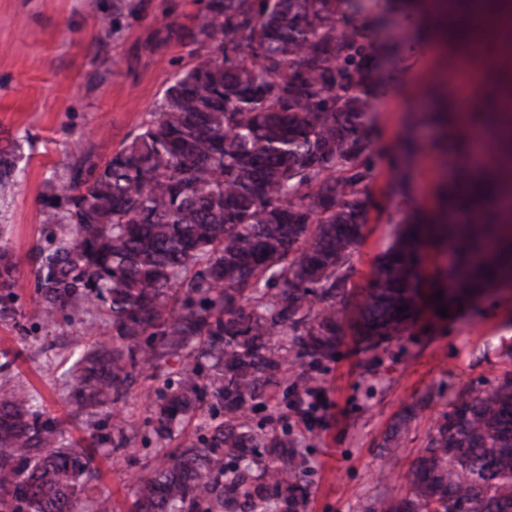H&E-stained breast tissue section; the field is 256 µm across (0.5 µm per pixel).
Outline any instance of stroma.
<instances>
[{"instance_id":"stroma-1","label":"stroma","mask_w":512,"mask_h":512,"mask_svg":"<svg viewBox=\"0 0 512 512\" xmlns=\"http://www.w3.org/2000/svg\"><path fill=\"white\" fill-rule=\"evenodd\" d=\"M410 0H350L347 11L362 25L385 67L371 65L373 92L368 128L379 158L375 190L386 187L391 163L407 174L402 194L371 213L352 255L349 304L357 306L374 259L399 225L442 208L443 186L423 156L438 147L443 125L420 126L426 100L453 102L462 93L482 99L480 88L454 80L451 55L437 35L409 11ZM112 26V0H0V147L15 150L12 182L0 188V227L13 249L21 282L19 303L33 305L29 254L43 245L40 201L85 153L104 163L127 136L148 120L177 74L207 53L188 37L201 16L200 0H125ZM179 29L163 42L165 25ZM91 325L95 340L112 338L111 321L98 314L66 324L27 319L0 322V350L16 354L11 378L23 384L40 409L63 416L70 406L65 374L78 356V336ZM512 371V290L491 291L448 315L424 306L401 336L363 350L345 333L332 359L310 372L319 392L305 416L285 388L268 407L274 427L287 431L305 461L304 512H367L384 483L400 485L406 460L382 452L389 427L404 412L413 418L403 436L408 457L426 447L439 419ZM163 445L140 434L125 450H98L100 491L123 512L143 465L162 457Z\"/></svg>"}]
</instances>
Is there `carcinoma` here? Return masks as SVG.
Here are the masks:
<instances>
[{
	"label": "carcinoma",
	"instance_id": "obj_1",
	"mask_svg": "<svg viewBox=\"0 0 512 512\" xmlns=\"http://www.w3.org/2000/svg\"><path fill=\"white\" fill-rule=\"evenodd\" d=\"M190 33L208 56L177 76L151 118L102 165L82 159L43 197L41 223L61 236L34 251L44 324L106 313L112 341L95 342L67 383L75 413L107 412L98 436L117 453L139 433L114 409L149 385L143 427L159 440L199 420L196 441L147 468L127 512H300L303 461L287 435L264 432L266 394L288 369L336 354L344 327L350 258L377 195L366 125L367 38L349 0H203ZM472 2L458 0L457 34L478 35ZM455 131L474 155L473 127L487 134L483 166L443 194L438 230L415 220L372 266L351 329L369 350L402 335L420 312V252L446 241L456 259L459 304L512 283V191L484 174L503 150L496 124L505 101ZM14 153L0 150V187ZM17 263L0 234V321L23 316ZM405 311H400V308ZM20 386L0 385V512H114L89 497L95 455L68 440L61 420ZM408 418L386 452L400 459ZM368 512H512V374L444 415L404 488L389 485Z\"/></svg>",
	"mask_w": 512,
	"mask_h": 512
}]
</instances>
